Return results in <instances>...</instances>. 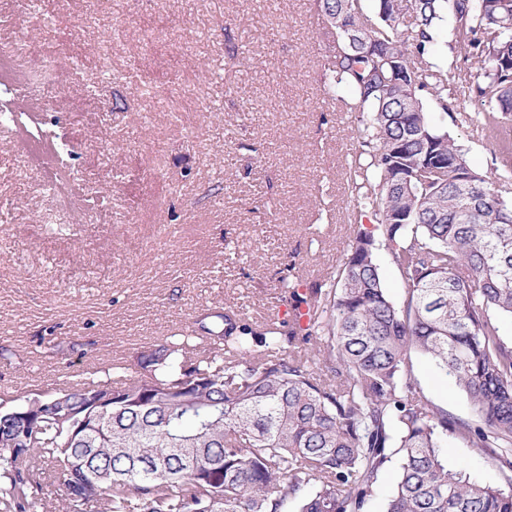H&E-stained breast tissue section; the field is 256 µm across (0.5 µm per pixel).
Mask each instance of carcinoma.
<instances>
[{"instance_id":"cac0c4a2","label":"carcinoma","mask_w":512,"mask_h":512,"mask_svg":"<svg viewBox=\"0 0 512 512\" xmlns=\"http://www.w3.org/2000/svg\"><path fill=\"white\" fill-rule=\"evenodd\" d=\"M331 30L327 94L346 87L358 113V231L327 286L285 301L308 324L263 328L233 311L141 351L137 382L86 378L0 408L3 512H365L392 461L399 479L384 512H512L506 489L448 467L450 436L497 448L512 467V0H408L407 16L377 0H315ZM476 61L480 110L457 111L501 158L494 177L472 168L427 91L448 115L455 75L436 62L437 37ZM0 122L38 139L9 103ZM384 247L407 284L388 296ZM318 340L313 358L295 354ZM430 356L484 423L431 404L411 383L412 354ZM85 420L72 434L70 424ZM62 493L43 497V481Z\"/></svg>"}]
</instances>
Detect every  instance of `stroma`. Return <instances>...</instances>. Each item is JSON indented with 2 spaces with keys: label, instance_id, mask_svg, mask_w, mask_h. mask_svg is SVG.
Here are the masks:
<instances>
[{
  "label": "stroma",
  "instance_id": "35a3bbf8",
  "mask_svg": "<svg viewBox=\"0 0 512 512\" xmlns=\"http://www.w3.org/2000/svg\"><path fill=\"white\" fill-rule=\"evenodd\" d=\"M0 44L47 25L48 57L80 56L41 113L44 164L0 131V398L89 375L134 381L136 355L227 308L275 321L282 279L335 276L358 226L344 191L359 151L351 94L324 93L333 37L314 0H5ZM148 73L152 94L140 91ZM470 165L496 166L475 126L448 122ZM125 370L116 374L113 363ZM411 382L469 420L422 354ZM450 465L505 488L512 468L447 441Z\"/></svg>",
  "mask_w": 512,
  "mask_h": 512
}]
</instances>
